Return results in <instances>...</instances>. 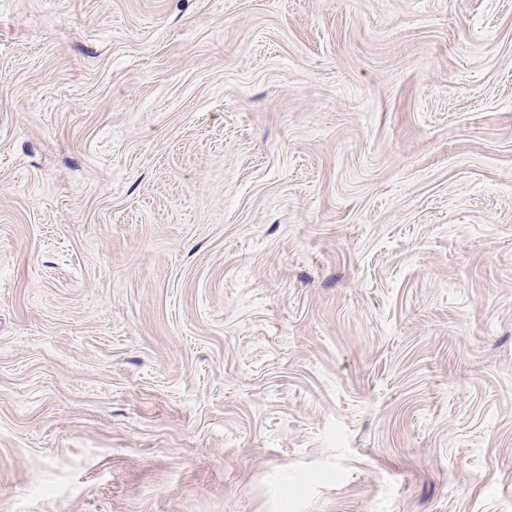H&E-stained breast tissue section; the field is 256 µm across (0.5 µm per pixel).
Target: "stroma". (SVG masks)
Returning a JSON list of instances; mask_svg holds the SVG:
<instances>
[{"mask_svg":"<svg viewBox=\"0 0 512 512\" xmlns=\"http://www.w3.org/2000/svg\"><path fill=\"white\" fill-rule=\"evenodd\" d=\"M0 512H512V0H0Z\"/></svg>","mask_w":512,"mask_h":512,"instance_id":"35a3bbf8","label":"stroma"}]
</instances>
